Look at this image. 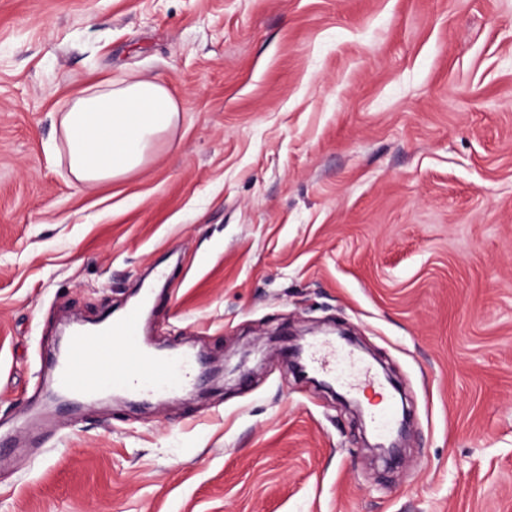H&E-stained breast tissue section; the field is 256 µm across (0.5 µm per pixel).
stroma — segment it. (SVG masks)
Returning a JSON list of instances; mask_svg holds the SVG:
<instances>
[{"mask_svg":"<svg viewBox=\"0 0 512 512\" xmlns=\"http://www.w3.org/2000/svg\"><path fill=\"white\" fill-rule=\"evenodd\" d=\"M107 76L182 112L88 190L58 116ZM153 276L191 390L50 403ZM336 327L396 458L292 368ZM0 512H512V0H0Z\"/></svg>","mask_w":512,"mask_h":512,"instance_id":"35a3bbf8","label":"stroma"}]
</instances>
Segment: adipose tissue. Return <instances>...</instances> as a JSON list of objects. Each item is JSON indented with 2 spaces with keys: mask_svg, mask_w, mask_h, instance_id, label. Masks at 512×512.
Returning <instances> with one entry per match:
<instances>
[{
  "mask_svg": "<svg viewBox=\"0 0 512 512\" xmlns=\"http://www.w3.org/2000/svg\"><path fill=\"white\" fill-rule=\"evenodd\" d=\"M180 111L172 91L154 79H104L82 88L60 116L72 177L92 189L140 168L171 135Z\"/></svg>",
  "mask_w": 512,
  "mask_h": 512,
  "instance_id": "adipose-tissue-1",
  "label": "adipose tissue"
}]
</instances>
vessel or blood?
<instances>
[{
    "label": "vessel or blood",
    "mask_w": 512,
    "mask_h": 512,
    "mask_svg": "<svg viewBox=\"0 0 512 512\" xmlns=\"http://www.w3.org/2000/svg\"><path fill=\"white\" fill-rule=\"evenodd\" d=\"M139 319V311L132 309L94 335L71 337L65 357L56 364L58 387L90 398L108 384L138 394L188 382L194 371L189 356L155 355L138 346Z\"/></svg>",
    "instance_id": "vessel-or-blood-1"
}]
</instances>
